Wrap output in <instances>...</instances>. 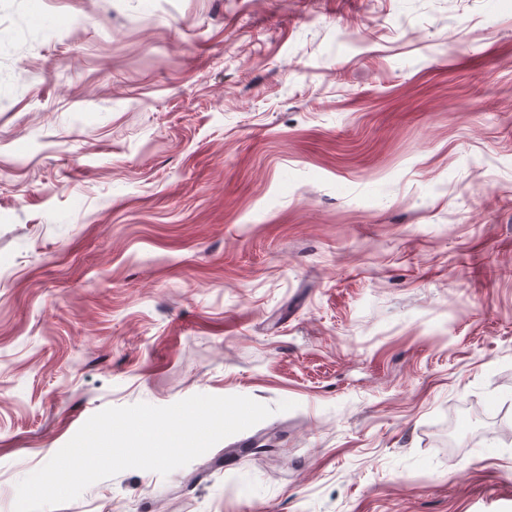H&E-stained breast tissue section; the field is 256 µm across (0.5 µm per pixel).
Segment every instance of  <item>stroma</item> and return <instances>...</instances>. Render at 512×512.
<instances>
[{
  "label": "stroma",
  "mask_w": 512,
  "mask_h": 512,
  "mask_svg": "<svg viewBox=\"0 0 512 512\" xmlns=\"http://www.w3.org/2000/svg\"><path fill=\"white\" fill-rule=\"evenodd\" d=\"M195 394L56 512H512V0H0V512Z\"/></svg>",
  "instance_id": "obj_1"
}]
</instances>
